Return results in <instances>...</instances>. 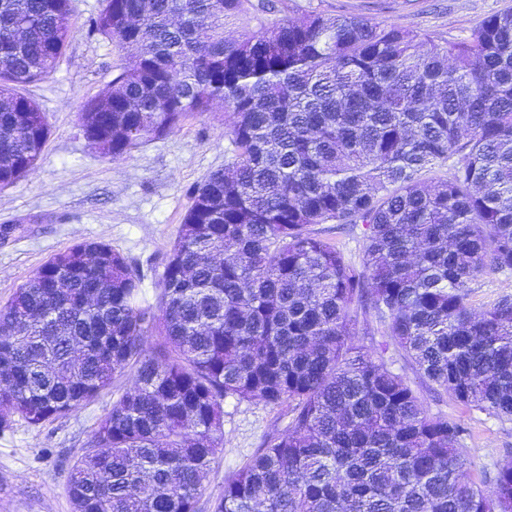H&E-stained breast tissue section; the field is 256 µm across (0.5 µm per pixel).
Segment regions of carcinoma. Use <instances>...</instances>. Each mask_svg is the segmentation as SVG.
<instances>
[{"label":"carcinoma","instance_id":"obj_1","mask_svg":"<svg viewBox=\"0 0 512 512\" xmlns=\"http://www.w3.org/2000/svg\"><path fill=\"white\" fill-rule=\"evenodd\" d=\"M259 10L102 0L90 18L137 50L81 108L102 154L218 99L233 157L189 189L156 304L136 264L85 242L0 306V431L52 423L128 373L68 472L75 512H197L228 397L290 419L211 512H512V460L471 476L465 428L355 342L374 312L435 391L512 419V296L468 300L479 275L512 270V11L444 42L315 12L224 37ZM72 12L0 0V190L42 157L46 117L18 88L56 67ZM314 224L366 225L361 268Z\"/></svg>","mask_w":512,"mask_h":512}]
</instances>
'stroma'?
Listing matches in <instances>:
<instances>
[{"label": "stroma", "instance_id": "1", "mask_svg": "<svg viewBox=\"0 0 512 512\" xmlns=\"http://www.w3.org/2000/svg\"><path fill=\"white\" fill-rule=\"evenodd\" d=\"M270 11L251 21H227L224 35L236 38L261 24L314 11L356 14L398 24L438 41L465 37L487 16L512 11V0H272ZM74 34L57 68L27 86L47 115L50 137L38 164L17 184L0 190V226L13 227L0 242V305L52 255L82 242H103L135 262L141 288L155 299L157 272L189 206L187 190L222 168L232 146L225 134L224 104L185 118L169 134L113 159L85 138L80 112L131 60L130 49L111 45L87 31L100 0H73ZM346 260L361 266L364 227H315ZM357 343L374 360L410 381L435 417L467 429L462 441L471 472L512 459V420L467 408L422 382L407 358L390 344L387 326L375 314L361 317ZM125 375L77 411L45 426L15 420L0 433V512H75L67 489L70 466L83 456L102 417L118 395L131 390ZM288 408L260 401H224V444L203 480L199 512L224 494V478L285 433Z\"/></svg>", "mask_w": 512, "mask_h": 512}]
</instances>
